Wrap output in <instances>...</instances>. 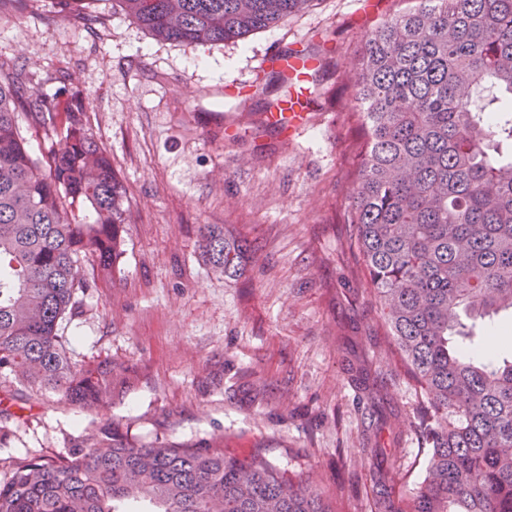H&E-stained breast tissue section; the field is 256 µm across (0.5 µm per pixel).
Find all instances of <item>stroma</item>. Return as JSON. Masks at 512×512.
Wrapping results in <instances>:
<instances>
[{"label": "stroma", "mask_w": 512, "mask_h": 512, "mask_svg": "<svg viewBox=\"0 0 512 512\" xmlns=\"http://www.w3.org/2000/svg\"><path fill=\"white\" fill-rule=\"evenodd\" d=\"M410 0H311L237 43L155 39L116 0L83 9L6 0L0 58L50 98L79 92L87 125L126 189L113 280L77 290L63 319L72 362L111 359V404L86 411L0 377V480L25 453L57 455L103 426L132 441L220 443L308 479L338 512H402L426 477L420 399L345 244L361 163L347 75L376 27ZM320 64L307 123L268 124L282 87L266 60ZM251 246L242 276L203 262L199 229Z\"/></svg>", "instance_id": "stroma-1"}]
</instances>
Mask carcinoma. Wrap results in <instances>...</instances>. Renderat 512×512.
I'll list each match as a JSON object with an SVG mask.
<instances>
[{
    "label": "carcinoma",
    "instance_id": "cac0c4a2",
    "mask_svg": "<svg viewBox=\"0 0 512 512\" xmlns=\"http://www.w3.org/2000/svg\"><path fill=\"white\" fill-rule=\"evenodd\" d=\"M154 38L239 41L311 0H120ZM362 163L349 194L359 256L432 445L406 512H512V360L472 352L460 313L512 310V0H416L382 21L352 79ZM84 100L49 99L26 68L0 61V373L93 409L114 396L112 361L77 365L58 326L75 291L109 278L121 255L125 188L87 126ZM35 130L63 128L46 160ZM79 206L84 220L70 209ZM201 255L240 276L248 244L200 228ZM336 512L315 485L220 445L137 446L109 428L64 455L25 458L0 482V512ZM20 127L23 136L27 138L29 150L34 157L42 158V154L46 151L51 141L58 142L60 140V129L57 131H40L35 134L34 130L29 128L24 116L20 120Z\"/></svg>",
    "mask_w": 512,
    "mask_h": 512
}]
</instances>
